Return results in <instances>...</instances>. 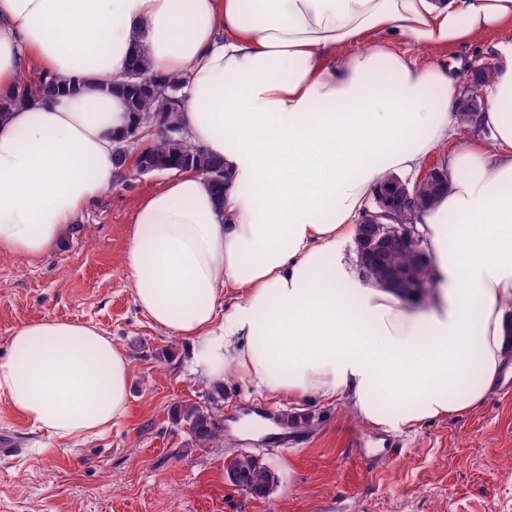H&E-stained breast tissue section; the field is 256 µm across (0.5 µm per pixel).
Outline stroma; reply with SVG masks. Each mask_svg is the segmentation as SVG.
Returning <instances> with one entry per match:
<instances>
[{"instance_id": "1", "label": "stroma", "mask_w": 512, "mask_h": 512, "mask_svg": "<svg viewBox=\"0 0 512 512\" xmlns=\"http://www.w3.org/2000/svg\"><path fill=\"white\" fill-rule=\"evenodd\" d=\"M501 35L434 51L399 45L417 65L488 61ZM166 173L128 171L78 216L39 263L0 257V361L15 328L43 318L90 322L126 349L132 381L126 417L74 444L32 428L0 396V512H512V377L472 411L428 421L408 434L382 433L345 402L297 408L238 379L224 384V440L192 446L174 425V405L202 401L207 383L191 372L183 342L154 327L122 273L139 199ZM268 409L288 424L277 447L245 433L238 417ZM262 457L275 473L263 497L233 486L228 459Z\"/></svg>"}]
</instances>
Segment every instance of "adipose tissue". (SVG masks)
<instances>
[{
    "instance_id": "1",
    "label": "adipose tissue",
    "mask_w": 512,
    "mask_h": 512,
    "mask_svg": "<svg viewBox=\"0 0 512 512\" xmlns=\"http://www.w3.org/2000/svg\"><path fill=\"white\" fill-rule=\"evenodd\" d=\"M491 31V138L445 155L448 191L414 219L436 288L408 303L356 287L338 246L383 174L447 143L459 99L446 65L393 45ZM138 54L159 78L186 75L181 126L224 162L223 198L191 171L139 201L123 265L208 384L342 399L397 432L498 389L512 366V0H0V97L28 70L60 85L0 117V257L42 260L118 179L132 117L109 85ZM9 343L0 395L33 428L86 440L126 416L129 356L94 325L44 318Z\"/></svg>"
}]
</instances>
